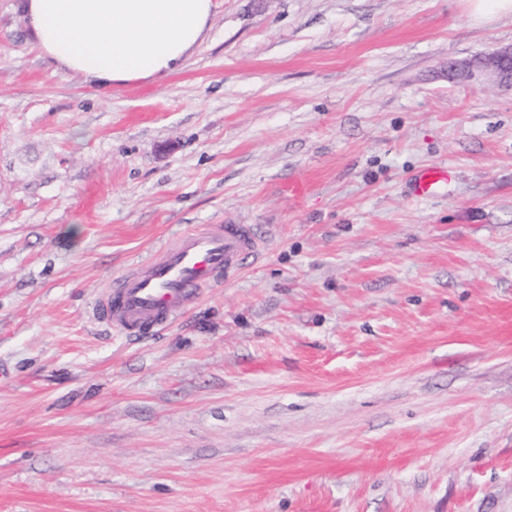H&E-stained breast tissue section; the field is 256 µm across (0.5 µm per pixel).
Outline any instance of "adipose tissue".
Returning a JSON list of instances; mask_svg holds the SVG:
<instances>
[{
	"label": "adipose tissue",
	"instance_id": "adipose-tissue-1",
	"mask_svg": "<svg viewBox=\"0 0 512 512\" xmlns=\"http://www.w3.org/2000/svg\"><path fill=\"white\" fill-rule=\"evenodd\" d=\"M36 47L100 88L179 71L203 41L213 0H24Z\"/></svg>",
	"mask_w": 512,
	"mask_h": 512
}]
</instances>
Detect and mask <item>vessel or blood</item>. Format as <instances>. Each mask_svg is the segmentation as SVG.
<instances>
[{
    "instance_id": "1",
    "label": "vessel or blood",
    "mask_w": 512,
    "mask_h": 512,
    "mask_svg": "<svg viewBox=\"0 0 512 512\" xmlns=\"http://www.w3.org/2000/svg\"><path fill=\"white\" fill-rule=\"evenodd\" d=\"M451 177L450 168L427 169L416 176L414 194L429 197ZM260 248L247 224L184 231L134 270L114 278L101 292L94 314L129 336L166 327L205 290L236 277L243 260L256 257Z\"/></svg>"
}]
</instances>
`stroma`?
<instances>
[{"instance_id": "1", "label": "stroma", "mask_w": 512, "mask_h": 512, "mask_svg": "<svg viewBox=\"0 0 512 512\" xmlns=\"http://www.w3.org/2000/svg\"><path fill=\"white\" fill-rule=\"evenodd\" d=\"M0 0V512H512V45L467 0H214L99 93ZM447 166L436 195L412 192ZM262 255L136 339L188 225ZM448 77L472 83L512 85V46L501 47L489 57L448 62ZM452 171L447 167L430 168L418 174L414 180L413 193L418 198L433 195L442 185L451 180Z\"/></svg>"}]
</instances>
